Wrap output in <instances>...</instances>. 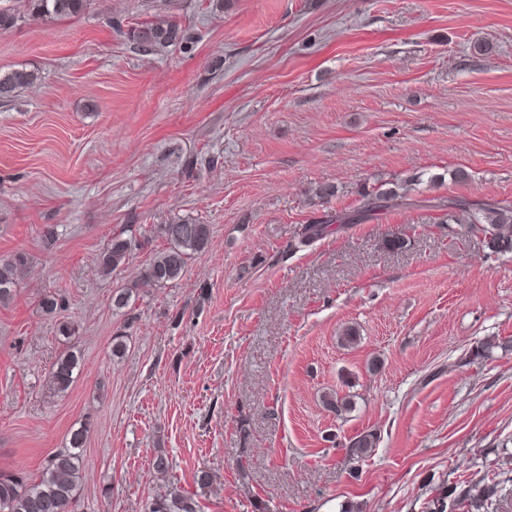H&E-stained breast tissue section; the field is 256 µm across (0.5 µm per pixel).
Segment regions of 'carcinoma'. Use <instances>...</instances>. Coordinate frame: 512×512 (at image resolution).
<instances>
[{
    "label": "carcinoma",
    "instance_id": "carcinoma-1",
    "mask_svg": "<svg viewBox=\"0 0 512 512\" xmlns=\"http://www.w3.org/2000/svg\"><path fill=\"white\" fill-rule=\"evenodd\" d=\"M0 0V34L13 28L22 18L40 16L70 17L84 12L90 0H23V10L4 5ZM130 38L145 50L181 46L191 36L177 22L151 21L134 28ZM37 79L35 72L15 69L0 74V99L15 97L19 90ZM407 188L394 184L390 187L362 194V204L353 213L325 214L304 230L302 244L322 235L327 224H353L369 218L390 206L406 204ZM448 215L462 225L466 233L477 236L494 255H512V202L503 200L471 201L465 197L448 199ZM167 247L155 254L143 277L157 286L164 287L179 280L187 270L189 260L208 248L211 242L210 226L192 219H177L160 227ZM131 242L120 234L112 236L107 246L99 252L96 264L101 275H112L129 258ZM29 264L25 252H16L0 258V303L11 301L16 295L21 273ZM135 285H127L112 291V306L127 307ZM81 355L74 351L61 354L49 373L51 389L65 394L75 381ZM324 407L341 414L347 402L331 391L322 396ZM89 433V426L81 424L70 433L69 446L55 452L35 480H28L15 473L0 472V512H75L81 497L82 455ZM380 441L378 433L361 432L349 438L347 448L352 462L360 463L368 458ZM504 494L502 482L487 475L468 484H455L443 488L431 503L429 512H498V503ZM148 512H197L191 499L165 493L152 498Z\"/></svg>",
    "mask_w": 512,
    "mask_h": 512
}]
</instances>
